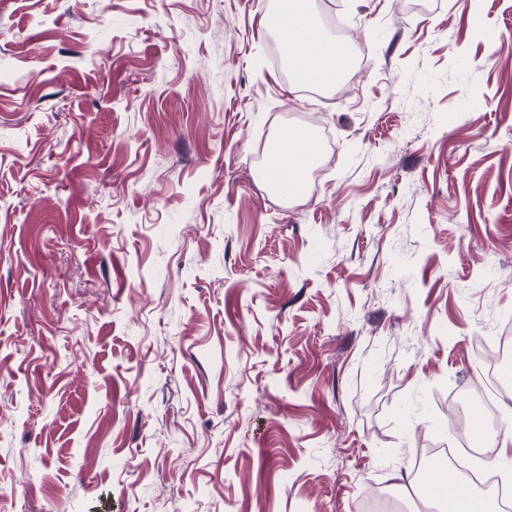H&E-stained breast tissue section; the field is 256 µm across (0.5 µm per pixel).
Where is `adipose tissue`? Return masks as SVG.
<instances>
[{
  "label": "adipose tissue",
  "instance_id": "ef3b65f1",
  "mask_svg": "<svg viewBox=\"0 0 512 512\" xmlns=\"http://www.w3.org/2000/svg\"><path fill=\"white\" fill-rule=\"evenodd\" d=\"M261 25L274 32L282 41L288 58V68L299 73L315 86L328 87L352 72V53L342 45L327 39L308 15L307 0H280L271 17ZM311 133L280 132L271 143L265 179L274 184L290 200L307 194L306 172L293 169L294 156L315 149ZM440 512H497L495 502L473 487L463 483L447 485L439 482L427 492Z\"/></svg>",
  "mask_w": 512,
  "mask_h": 512
}]
</instances>
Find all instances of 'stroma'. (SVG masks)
Segmentation results:
<instances>
[{
	"label": "stroma",
	"instance_id": "35a3bbf8",
	"mask_svg": "<svg viewBox=\"0 0 512 512\" xmlns=\"http://www.w3.org/2000/svg\"><path fill=\"white\" fill-rule=\"evenodd\" d=\"M276 6L0 0V512H434L415 451L512 336V0H310L357 56L312 94ZM278 130L271 143L269 163L263 176L287 199L297 200L307 195V174L293 169L291 163L297 154L310 150L313 152L316 139L309 131L303 133L289 128L278 134Z\"/></svg>",
	"mask_w": 512,
	"mask_h": 512
}]
</instances>
